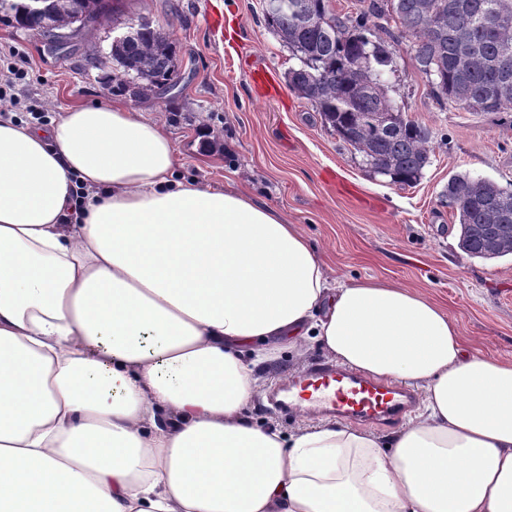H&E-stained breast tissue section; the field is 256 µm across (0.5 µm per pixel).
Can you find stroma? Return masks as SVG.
Listing matches in <instances>:
<instances>
[{"mask_svg":"<svg viewBox=\"0 0 512 512\" xmlns=\"http://www.w3.org/2000/svg\"><path fill=\"white\" fill-rule=\"evenodd\" d=\"M216 15L223 29L213 27ZM141 21L169 32L177 76L171 90L135 98L101 79L117 69L113 37ZM12 49L28 72L11 90L18 118L35 107L50 120L69 107L122 102L165 126L180 153L178 178L232 181L299 225L331 276L419 290L448 310L476 351L512 359V255L484 262L464 254L444 197L458 173L512 184V110L471 112L439 102L409 49L397 46L391 96L435 134L421 180L404 188L371 174L287 86L296 61L267 28L261 0H113L110 14L58 53L35 32L0 22V51ZM257 69L273 74L276 97L257 95Z\"/></svg>","mask_w":512,"mask_h":512,"instance_id":"1","label":"stroma"}]
</instances>
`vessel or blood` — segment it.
<instances>
[{
    "instance_id": "1",
    "label": "vessel or blood",
    "mask_w": 512,
    "mask_h": 512,
    "mask_svg": "<svg viewBox=\"0 0 512 512\" xmlns=\"http://www.w3.org/2000/svg\"><path fill=\"white\" fill-rule=\"evenodd\" d=\"M268 402L275 410H297L306 404L319 413L386 425L412 409L415 396L391 382L323 361L275 387Z\"/></svg>"
}]
</instances>
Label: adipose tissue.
Here are the masks:
<instances>
[{
    "label": "adipose tissue",
    "mask_w": 512,
    "mask_h": 512,
    "mask_svg": "<svg viewBox=\"0 0 512 512\" xmlns=\"http://www.w3.org/2000/svg\"><path fill=\"white\" fill-rule=\"evenodd\" d=\"M179 164L119 103L0 116V512H512V362ZM311 347L424 398L389 437L256 419Z\"/></svg>",
    "instance_id": "1"
}]
</instances>
